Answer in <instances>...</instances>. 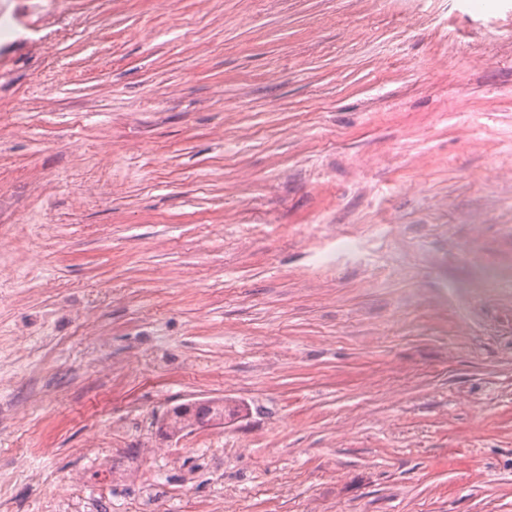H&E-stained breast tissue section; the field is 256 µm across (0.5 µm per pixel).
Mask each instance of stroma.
Here are the masks:
<instances>
[{"label":"stroma","instance_id":"stroma-1","mask_svg":"<svg viewBox=\"0 0 512 512\" xmlns=\"http://www.w3.org/2000/svg\"><path fill=\"white\" fill-rule=\"evenodd\" d=\"M72 2L0 0V512H512V0ZM223 413L224 410L221 406H215L211 403L198 404L187 424H183L177 420H172L166 425V427L171 429L174 433L192 425L204 427L210 424L212 420L219 417V415L222 416Z\"/></svg>","mask_w":512,"mask_h":512}]
</instances>
